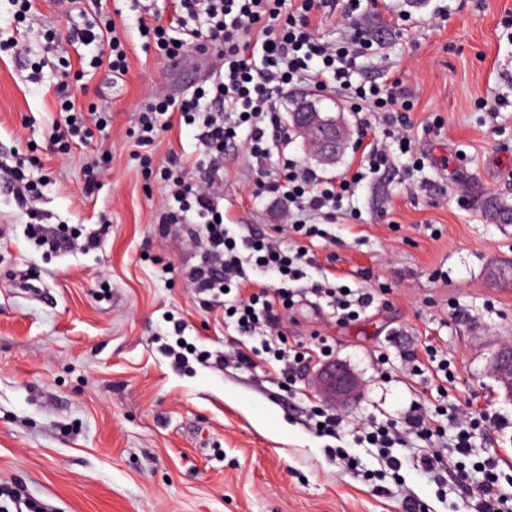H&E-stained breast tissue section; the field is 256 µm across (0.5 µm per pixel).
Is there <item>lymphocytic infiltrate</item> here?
<instances>
[{
    "label": "lymphocytic infiltrate",
    "mask_w": 512,
    "mask_h": 512,
    "mask_svg": "<svg viewBox=\"0 0 512 512\" xmlns=\"http://www.w3.org/2000/svg\"><path fill=\"white\" fill-rule=\"evenodd\" d=\"M385 8V0H175V19L169 25L150 8L141 10V31L154 40L159 52L174 58L192 49L211 60L207 85L194 88L181 99L157 98L147 105L139 116L137 142L143 148L152 146L160 132L170 127L169 117L175 113L192 127L203 148V157L192 162L178 155L169 158L163 172L168 189L158 222L192 225L200 248L199 261L187 274L193 293L211 306L230 311L236 330L254 341L250 352L214 356L217 366L247 364L252 357L263 355L269 362L267 374L293 378L328 353L324 347L289 344L279 333L283 310L294 304L290 285L307 278L312 261L300 248L284 246L272 235L251 233L236 238L223 222L224 174L219 160L227 147L238 146L252 162L263 165L270 154L269 129L276 124V99L293 89L343 92L351 99L350 109L360 115L364 129L372 127L367 118L371 112L379 113L384 134L406 128L409 94L399 80L366 87L351 81L357 58L374 43L372 31L363 29L361 21L368 16L380 26H388ZM336 14L348 22L344 37L336 43L322 41L317 36L320 25ZM67 40L108 48L109 68L125 72L126 56L117 34H104L90 24L69 31ZM65 112L67 122L57 123L51 132L54 147L63 154L70 153L73 146L88 144L95 132L109 124L103 112H78L70 105ZM229 113L237 114L236 122L226 121ZM242 123L248 130L244 136L238 133ZM279 160L284 177L281 215L298 223L310 238L321 236V223H335L352 183L368 172H386L394 163L390 151L375 145L362 157L364 169L348 176H327L286 154ZM188 166L195 170V177H173V169ZM28 233L48 252L76 250L85 254L99 250L105 235L101 228L83 236L69 235L45 224L29 225ZM249 266L270 276L271 284L248 283L245 269ZM311 292L345 319L359 318L378 300L373 289L347 290L326 277L313 282ZM310 419L328 436L345 428L342 416L330 408L313 407ZM348 431L354 443L376 448L394 470L401 464L391 455V448L439 435L426 409L417 402L399 419L386 423L370 419Z\"/></svg>",
    "instance_id": "lymphocytic-infiltrate-1"
}]
</instances>
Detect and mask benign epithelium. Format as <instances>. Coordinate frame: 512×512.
<instances>
[{
	"label": "benign epithelium",
	"mask_w": 512,
	"mask_h": 512,
	"mask_svg": "<svg viewBox=\"0 0 512 512\" xmlns=\"http://www.w3.org/2000/svg\"><path fill=\"white\" fill-rule=\"evenodd\" d=\"M289 130L302 139L310 154L321 164H332L349 139V130L341 111L325 110L321 102L303 96L294 98L288 113ZM492 370L499 383L500 395L512 402V343L501 345L492 359ZM314 387L322 401L339 406L360 389L358 375L345 364L328 361L317 371Z\"/></svg>",
	"instance_id": "1"
}]
</instances>
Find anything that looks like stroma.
Listing matches in <instances>:
<instances>
[{"instance_id": "obj_1", "label": "stroma", "mask_w": 512, "mask_h": 512, "mask_svg": "<svg viewBox=\"0 0 512 512\" xmlns=\"http://www.w3.org/2000/svg\"><path fill=\"white\" fill-rule=\"evenodd\" d=\"M393 8L403 23L358 58L353 78H401L420 163L400 159L389 175H367L327 238L287 239L308 246L311 279L330 273L379 300L346 322L304 280L283 332L292 343L327 342L361 376L359 397L341 410L346 425L396 418L419 399L431 412L493 416L462 466L473 470L495 452L512 496V403L491 369L498 347L512 342V279L492 274L512 267V223H496L483 205L512 208V35L503 27L512 0H394ZM135 17L131 0H34L21 24L0 6V30L25 46L0 51V485L52 512H403L407 499L424 512H468L456 480L439 486L414 469L423 442L399 449L396 475L371 448H352L361 469L343 468L335 451L350 438L315 433L311 379L194 360L178 367L162 351L179 338L213 353L252 342L193 295L183 275L187 234L161 232L165 183L134 156L145 105L181 98L205 80L208 63L190 50L170 67ZM108 20L127 54L121 75L94 66V48L60 54L48 39ZM68 99L110 113L111 125L64 155L49 136ZM174 151L200 156L191 127L161 132L154 166ZM102 154L107 175L85 194L83 165ZM19 159L34 160L40 179L26 207L11 192ZM223 166L226 223L273 232L279 212L260 195L251 161L232 150ZM33 211L72 232L101 219L110 228L98 251L50 254L27 238ZM428 343L447 350L448 381L426 399L397 349Z\"/></svg>"}]
</instances>
